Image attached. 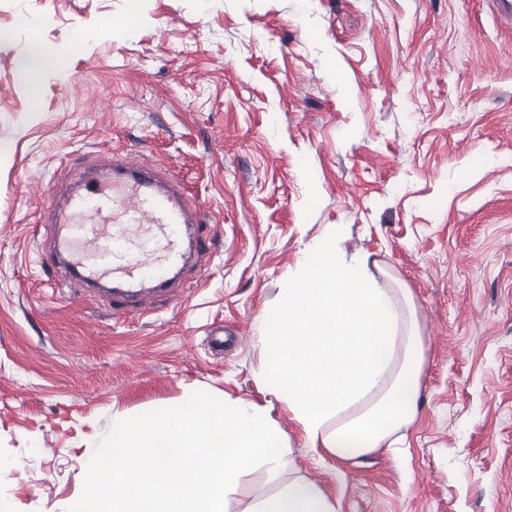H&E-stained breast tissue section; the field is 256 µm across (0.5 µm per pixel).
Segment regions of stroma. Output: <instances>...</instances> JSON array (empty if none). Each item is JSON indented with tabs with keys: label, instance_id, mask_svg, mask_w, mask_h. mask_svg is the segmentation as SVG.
Wrapping results in <instances>:
<instances>
[{
	"label": "stroma",
	"instance_id": "35a3bbf8",
	"mask_svg": "<svg viewBox=\"0 0 512 512\" xmlns=\"http://www.w3.org/2000/svg\"><path fill=\"white\" fill-rule=\"evenodd\" d=\"M33 34L63 57L35 99ZM115 150L179 178L216 242L144 315L39 268L64 172ZM341 223L411 288L425 346L404 445L355 463L259 383L264 312ZM196 391L267 406L286 478L337 512H512V26L491 0H0V512H64L113 418ZM277 488L256 467L226 510Z\"/></svg>",
	"mask_w": 512,
	"mask_h": 512
}]
</instances>
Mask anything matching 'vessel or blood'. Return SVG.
I'll return each mask as SVG.
<instances>
[{
	"mask_svg": "<svg viewBox=\"0 0 512 512\" xmlns=\"http://www.w3.org/2000/svg\"><path fill=\"white\" fill-rule=\"evenodd\" d=\"M80 189L49 207L46 262L64 264L78 281L124 309L170 292L191 255L206 254L201 210L187 206L177 179L128 162L83 167Z\"/></svg>",
	"mask_w": 512,
	"mask_h": 512,
	"instance_id": "1",
	"label": "vessel or blood"
}]
</instances>
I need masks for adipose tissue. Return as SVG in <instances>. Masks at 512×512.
<instances>
[{
  "label": "adipose tissue",
  "instance_id": "adipose-tissue-1",
  "mask_svg": "<svg viewBox=\"0 0 512 512\" xmlns=\"http://www.w3.org/2000/svg\"><path fill=\"white\" fill-rule=\"evenodd\" d=\"M327 225L262 322L265 391L312 449L354 460L399 442L418 413L425 348L410 289L382 284ZM246 512H336L325 490L293 479Z\"/></svg>",
  "mask_w": 512,
  "mask_h": 512
}]
</instances>
